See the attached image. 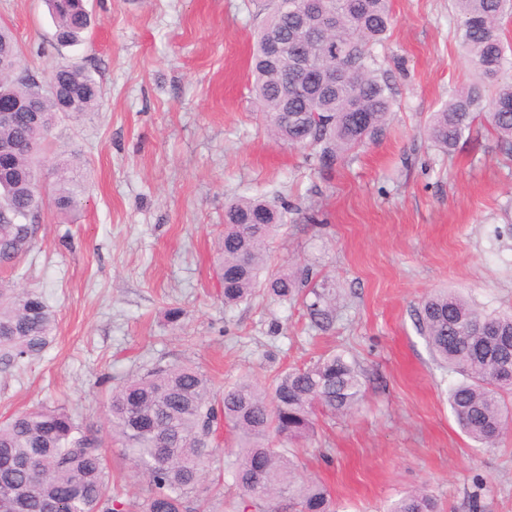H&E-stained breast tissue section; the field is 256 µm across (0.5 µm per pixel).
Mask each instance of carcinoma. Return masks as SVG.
<instances>
[{"instance_id":"obj_1","label":"carcinoma","mask_w":512,"mask_h":512,"mask_svg":"<svg viewBox=\"0 0 512 512\" xmlns=\"http://www.w3.org/2000/svg\"><path fill=\"white\" fill-rule=\"evenodd\" d=\"M55 20V41L79 45L92 19L82 0H47ZM303 0H273L260 26L251 57L252 91L270 136L291 148L310 149L313 169L332 168L353 151L382 140L395 99L375 51L391 25L390 0H316L336 18L327 38L341 55H326L299 37L303 25L320 30L318 10L300 15ZM462 47L477 81L453 96L431 116L428 139L444 152L458 145L475 120L483 117L512 153V58L502 33L512 18V0H453ZM276 36L282 58H269L268 41ZM316 65L336 72L333 85L303 75L300 91L283 96L286 72L300 52ZM0 55L20 62V70L0 69V97H37V122L19 118L0 122V146L26 143L0 168V267L18 271L36 245L38 213L50 201L61 214L81 206L78 174L63 172L52 184L41 181L35 163L45 149L63 98L68 114L95 111L101 89L80 65L60 66L44 89L28 66L11 32L0 26ZM288 205L277 210L254 197L237 196L224 205L218 274L224 304L235 305L263 287L281 301L294 299L308 283L298 268L274 269L268 244L285 223ZM320 330L333 321L332 302L315 294L308 305ZM422 335L437 361L462 379L449 393V405L463 432L484 447L494 446L512 420L505 396L512 377L499 366L512 360V349L494 345L493 332L512 339V314L485 315L459 293H436L418 312ZM56 315L35 288L0 286V370L41 357L53 339ZM363 399L359 366L343 352H330L304 367L291 368L264 387L247 378L216 393L206 373L191 364L154 368L112 391L107 402L110 442L118 445L146 484L144 496L123 499L112 488L102 441L65 406L40 407L0 422V512H207L202 497L217 425L238 435L232 477L242 508L281 512H336L331 492L321 481L299 473L297 456L286 445L314 436L315 417L326 411L347 414ZM196 506L189 507V499ZM387 512H437L423 492L393 501Z\"/></svg>"}]
</instances>
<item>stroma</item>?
Segmentation results:
<instances>
[{"instance_id":"1","label":"stroma","mask_w":512,"mask_h":512,"mask_svg":"<svg viewBox=\"0 0 512 512\" xmlns=\"http://www.w3.org/2000/svg\"><path fill=\"white\" fill-rule=\"evenodd\" d=\"M84 43H55L44 0H0L29 68L76 63L101 86L96 111L59 114L41 170L74 160L83 203L41 211L26 287L57 315L40 360L0 371V421L65 405L106 436L112 388L157 365L190 363L228 386L262 385L330 351L353 356L364 399L347 416L318 414L299 454L338 512H386L425 489L439 512H512V431L485 448L448 404L456 373L419 332L422 299L461 291L477 308L512 310V156L486 128L448 153L425 129L476 74L451 0H391L385 52L395 112L383 140L311 170L303 151L270 139L250 92L255 34L270 0H84ZM288 201L270 247L275 268L305 267L336 299L331 330L303 301L255 294L228 307L217 275L226 200ZM185 315L169 322V307ZM218 427L212 512H242Z\"/></svg>"}]
</instances>
